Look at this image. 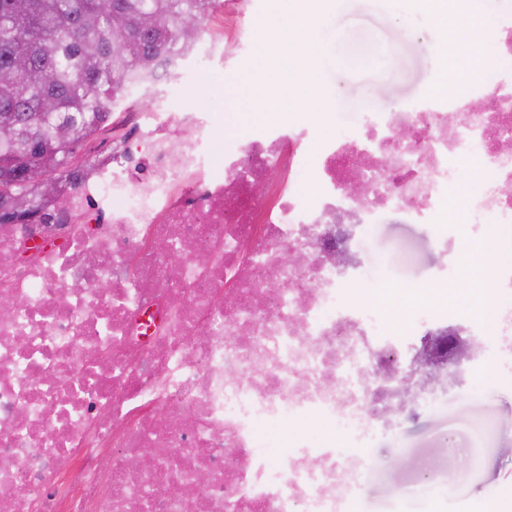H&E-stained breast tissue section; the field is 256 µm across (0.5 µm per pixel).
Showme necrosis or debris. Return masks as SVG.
Listing matches in <instances>:
<instances>
[{
	"label": "necrosis or debris",
	"instance_id": "4bbe7bcc",
	"mask_svg": "<svg viewBox=\"0 0 512 512\" xmlns=\"http://www.w3.org/2000/svg\"><path fill=\"white\" fill-rule=\"evenodd\" d=\"M495 4L491 72L455 73L423 104L316 143L302 119L217 148L213 113L177 84L188 65L231 66L223 33L205 29L146 84L161 111L131 114L42 216L0 226L8 512H346L372 452L327 437L278 461L266 430L399 424L427 368L475 355L462 317L422 307L411 330L382 333L367 306L341 302L364 285L362 226L391 209L440 225L452 251L449 198L462 196L461 223L503 260L487 326L512 359V0ZM157 238L172 251L150 250ZM286 250L301 263L283 265Z\"/></svg>",
	"mask_w": 512,
	"mask_h": 512
}]
</instances>
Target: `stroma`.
<instances>
[{
  "label": "stroma",
  "instance_id": "1",
  "mask_svg": "<svg viewBox=\"0 0 512 512\" xmlns=\"http://www.w3.org/2000/svg\"><path fill=\"white\" fill-rule=\"evenodd\" d=\"M448 11L476 21L473 50L487 52L483 22L492 0H453ZM435 23L417 0H344L322 10L309 32L329 65L315 69L318 96H310L286 65L270 52L243 56L217 85L205 74L187 72L186 94L199 106L220 111V141L240 142L255 126L282 124L297 115L313 121V133L331 136L357 122L358 103L374 112L423 100L462 64L442 65ZM364 275L374 285L379 329L387 310L453 304L455 289L439 287L451 267L466 268L464 250L448 254L436 225L417 224L385 213L365 239ZM420 413L393 428L375 427L356 438L347 421L291 420L272 434L277 459H286L298 437L318 442L335 434L339 443L371 449L379 462L361 486L365 501L354 512H397L400 492L422 494L428 512H495L512 492V360L494 359L458 385L439 381L418 397Z\"/></svg>",
  "mask_w": 512,
  "mask_h": 512
}]
</instances>
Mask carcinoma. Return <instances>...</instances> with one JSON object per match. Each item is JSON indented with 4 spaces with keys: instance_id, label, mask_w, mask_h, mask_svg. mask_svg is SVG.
I'll list each match as a JSON object with an SVG mask.
<instances>
[{
    "instance_id": "cac0c4a2",
    "label": "carcinoma",
    "mask_w": 512,
    "mask_h": 512,
    "mask_svg": "<svg viewBox=\"0 0 512 512\" xmlns=\"http://www.w3.org/2000/svg\"><path fill=\"white\" fill-rule=\"evenodd\" d=\"M211 0H0V211L28 205L27 171L66 168L112 116V93L135 88L196 40ZM129 22L114 29L115 16Z\"/></svg>"
}]
</instances>
